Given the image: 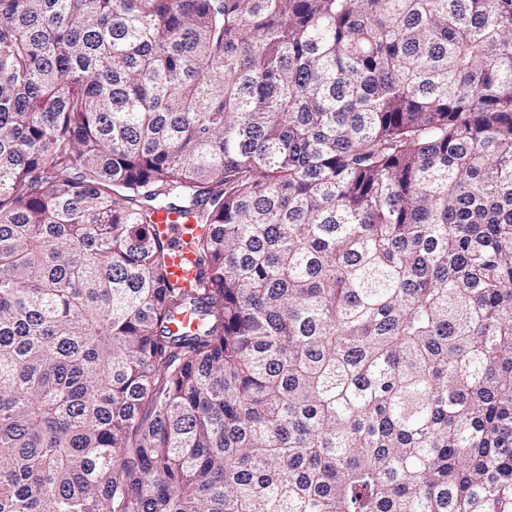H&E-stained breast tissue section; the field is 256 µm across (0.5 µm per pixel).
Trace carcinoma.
<instances>
[{"label": "carcinoma", "mask_w": 512, "mask_h": 512, "mask_svg": "<svg viewBox=\"0 0 512 512\" xmlns=\"http://www.w3.org/2000/svg\"><path fill=\"white\" fill-rule=\"evenodd\" d=\"M0 512H512V0H0ZM154 221L153 230L166 245L169 281L181 288H190L196 268L187 244L193 235L201 231L200 225L195 224L191 217L171 210L159 211L154 215Z\"/></svg>", "instance_id": "obj_1"}]
</instances>
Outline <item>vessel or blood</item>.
Segmentation results:
<instances>
[{
    "mask_svg": "<svg viewBox=\"0 0 512 512\" xmlns=\"http://www.w3.org/2000/svg\"><path fill=\"white\" fill-rule=\"evenodd\" d=\"M154 221L153 230L166 245L170 282L182 288L189 287L196 271L192 266L193 257L188 251V242L199 233V225L191 217L171 210L158 212Z\"/></svg>",
    "mask_w": 512,
    "mask_h": 512,
    "instance_id": "b4317fda",
    "label": "vessel or blood"
}]
</instances>
